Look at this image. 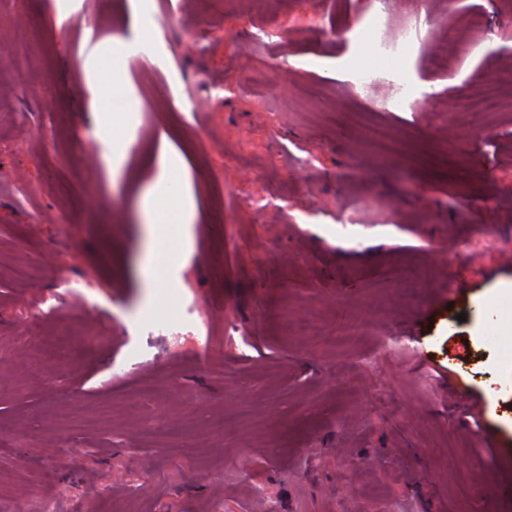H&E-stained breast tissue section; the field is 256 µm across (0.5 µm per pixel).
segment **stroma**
I'll return each instance as SVG.
<instances>
[{
    "mask_svg": "<svg viewBox=\"0 0 512 512\" xmlns=\"http://www.w3.org/2000/svg\"><path fill=\"white\" fill-rule=\"evenodd\" d=\"M509 72L512 0H0V512H512ZM463 105L464 112H492L496 110L500 105L497 86L487 85L479 95H464Z\"/></svg>",
    "mask_w": 512,
    "mask_h": 512,
    "instance_id": "35a3bbf8",
    "label": "stroma"
}]
</instances>
